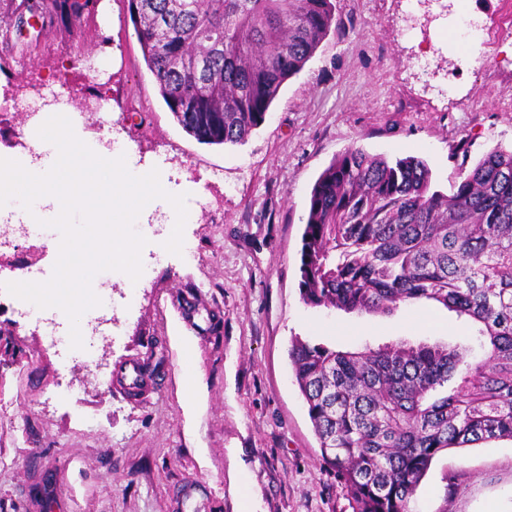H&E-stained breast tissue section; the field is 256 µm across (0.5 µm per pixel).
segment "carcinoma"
Listing matches in <instances>:
<instances>
[{
  "label": "carcinoma",
  "mask_w": 512,
  "mask_h": 512,
  "mask_svg": "<svg viewBox=\"0 0 512 512\" xmlns=\"http://www.w3.org/2000/svg\"><path fill=\"white\" fill-rule=\"evenodd\" d=\"M86 7L0 0V28L16 30L35 8L69 31ZM127 10L168 110L198 141L225 145L264 123L337 24L340 0H127ZM302 241L306 304L389 314L433 302L484 350L462 376L459 346L291 342L322 457L352 512H410L439 452L512 440V150L492 149L448 195L421 160L349 149L315 183Z\"/></svg>",
  "instance_id": "carcinoma-1"
}]
</instances>
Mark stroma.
Listing matches in <instances>:
<instances>
[{
  "instance_id": "stroma-1",
  "label": "stroma",
  "mask_w": 512,
  "mask_h": 512,
  "mask_svg": "<svg viewBox=\"0 0 512 512\" xmlns=\"http://www.w3.org/2000/svg\"><path fill=\"white\" fill-rule=\"evenodd\" d=\"M340 23L289 79L265 122L242 144H204L169 112L147 68L125 0H101L88 35L43 30L0 71L18 102L33 88L105 100L111 137L137 164L161 165L171 193L200 187L183 238L169 253L171 217L152 216L143 273L129 293L120 272L103 287L106 337L74 350L52 345L31 305L15 311L5 283L27 278L23 250L0 271V329L13 333L17 362L0 372V512H351L324 463L288 356L292 339L344 351L389 342L465 348L464 322L426 304L389 314L313 307L300 295L311 190L347 149L390 160L413 156L432 186L450 192L460 171L490 150L512 148V36H478L457 55L434 21L403 38L408 0H342ZM431 50V75L412 61ZM448 81L440 96L434 85ZM199 366L200 406L185 415L180 337ZM161 375L129 394L123 372L151 353ZM99 357L102 370L86 363ZM410 512H512V441L441 452Z\"/></svg>"
}]
</instances>
